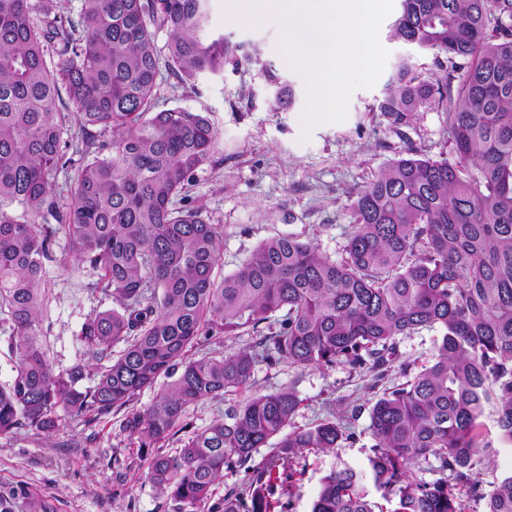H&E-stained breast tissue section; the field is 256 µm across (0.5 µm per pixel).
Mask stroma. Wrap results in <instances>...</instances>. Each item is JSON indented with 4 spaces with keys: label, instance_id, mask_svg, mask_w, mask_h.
<instances>
[{
    "label": "stroma",
    "instance_id": "obj_1",
    "mask_svg": "<svg viewBox=\"0 0 512 512\" xmlns=\"http://www.w3.org/2000/svg\"><path fill=\"white\" fill-rule=\"evenodd\" d=\"M210 29L234 45L257 47L262 63L292 86L290 107L274 101L254 64L226 63L224 72L193 86L175 79L158 91L163 108L207 113L218 131L212 159L199 169L186 193L212 223L224 227L222 274L234 273L264 240L296 235L332 259H341L354 222L351 202L398 154L415 149L429 157L448 153V131L437 107H423L405 127L393 126L379 110L398 62L411 59L422 78L436 77L434 55L392 39L382 23L380 41L388 58L376 85L355 90L344 121L316 127L302 139L300 118L306 104L302 78L277 51L280 27L256 28L223 20L220 0H209ZM261 63V64H262ZM47 293L42 340L55 370L96 361L81 339L83 323L114 302L88 265L70 255L57 236L45 263ZM441 332L425 330L398 339V357L389 384L404 381L403 369L418 371L436 352ZM295 387L302 405L292 428H307L326 415L328 403L356 406L351 421L356 437L341 442L336 455H307L293 477L288 512H310L321 477L335 460L360 468L371 453L369 410L377 397L358 371L346 363L300 369L282 362L259 364L254 390ZM52 435L20 429L0 436V506L7 512H178L179 505L160 494L147 477V465L127 445L115 415L74 417L58 413Z\"/></svg>",
    "mask_w": 512,
    "mask_h": 512
}]
</instances>
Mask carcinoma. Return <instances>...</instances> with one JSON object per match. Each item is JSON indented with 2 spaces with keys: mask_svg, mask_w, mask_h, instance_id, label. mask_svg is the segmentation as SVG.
Masks as SVG:
<instances>
[{
  "mask_svg": "<svg viewBox=\"0 0 512 512\" xmlns=\"http://www.w3.org/2000/svg\"><path fill=\"white\" fill-rule=\"evenodd\" d=\"M80 2L75 21L58 15L57 0H0V315L16 359L0 387V435H49L60 407L122 411L120 430L149 459V480L184 512L233 466L245 481L224 491V512H275L300 456L334 454L354 433L334 411L286 431L302 399L290 386L253 390L257 364L346 362L374 389L397 337L438 328L432 361L373 403L365 469L333 464L311 512H465L466 498L512 512V473L484 478L497 448L483 422L491 409L497 440L512 445V0H400L390 36L451 73L434 83L402 60L379 110L404 127L437 105L451 157L409 150L392 160L355 196L341 260L281 235L222 277L224 230L185 195L218 132L204 112L159 108L155 30L169 31L166 66L184 85L231 59L257 64L259 49L214 36L209 0ZM263 76L276 103L291 105L292 88ZM71 113L77 140L64 139ZM73 166L63 202L58 178ZM59 234L117 304L82 326L101 361L83 390L85 368L55 371L41 343L44 260ZM248 331L251 346L190 357L217 334ZM162 375L171 382L154 403L134 408ZM238 395L224 417L161 451L188 428L190 407ZM431 458L440 477L426 481L414 468Z\"/></svg>",
  "mask_w": 512,
  "mask_h": 512,
  "instance_id": "carcinoma-1",
  "label": "carcinoma"
}]
</instances>
